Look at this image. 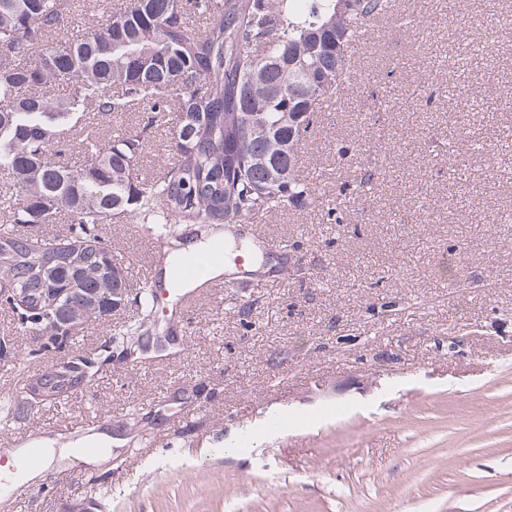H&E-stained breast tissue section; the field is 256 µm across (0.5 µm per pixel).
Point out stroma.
<instances>
[{"instance_id": "stroma-1", "label": "stroma", "mask_w": 512, "mask_h": 512, "mask_svg": "<svg viewBox=\"0 0 512 512\" xmlns=\"http://www.w3.org/2000/svg\"><path fill=\"white\" fill-rule=\"evenodd\" d=\"M506 14L512 0H396L354 54L351 99L300 159L334 191L353 162L373 164L357 223L271 212L262 229L293 253L283 279L196 301L173 362H114L67 404L0 429V446L37 448L102 417L123 440L104 465L16 486L0 512L83 499L93 512H512V223L492 221L512 210ZM477 35L488 54L458 65ZM467 137L480 150L450 179L446 149ZM104 232L131 279L150 276L134 219Z\"/></svg>"}]
</instances>
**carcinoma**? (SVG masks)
Here are the masks:
<instances>
[{"label":"carcinoma","instance_id":"carcinoma-1","mask_svg":"<svg viewBox=\"0 0 512 512\" xmlns=\"http://www.w3.org/2000/svg\"><path fill=\"white\" fill-rule=\"evenodd\" d=\"M391 0H122L107 19L75 34L58 32L72 0H0V305L37 336L31 358L73 345L47 330L32 298L16 288L66 289L57 311L108 320L112 289L135 291L136 317L114 326L106 345L82 353L88 372L45 368L23 394L0 397V422L21 425L83 391L109 361L106 347L157 330L155 286L130 280L112 258L103 226L129 217L147 236L177 237L175 225L211 233L256 224L270 212L311 207L350 224L342 203L299 174V154L332 98H347L352 49L388 15ZM207 21L199 33L193 18ZM62 88L63 94L54 93ZM146 105L167 119L173 161L152 178L137 174L148 129L86 133L92 112ZM78 150L75 163L61 147ZM372 172L346 185L367 202ZM61 211L64 232L33 235Z\"/></svg>","mask_w":512,"mask_h":512}]
</instances>
